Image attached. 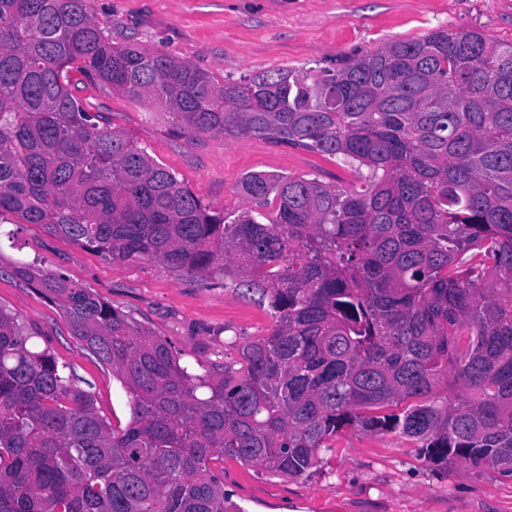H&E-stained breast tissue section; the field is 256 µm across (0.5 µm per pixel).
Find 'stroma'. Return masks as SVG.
Masks as SVG:
<instances>
[{
	"instance_id": "obj_1",
	"label": "stroma",
	"mask_w": 512,
	"mask_h": 512,
	"mask_svg": "<svg viewBox=\"0 0 512 512\" xmlns=\"http://www.w3.org/2000/svg\"><path fill=\"white\" fill-rule=\"evenodd\" d=\"M116 43L137 41L218 77L340 60L412 39L431 29H477L512 43V0H89ZM100 121L126 133L215 210L244 207L243 177L318 174L347 184L346 168L317 154L258 139L174 133L162 118L110 89L80 93ZM25 262L63 273L166 339L182 365L224 358L232 337L266 332V307L225 289L223 280L176 277L158 261H114L39 224L0 225V306L15 314L32 342L89 390L113 425L130 420L129 396L73 336L59 306L9 273ZM224 489L243 512H512V475L452 460L437 465L396 432L339 433L310 474L272 477L228 458Z\"/></svg>"
}]
</instances>
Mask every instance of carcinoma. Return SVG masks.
Wrapping results in <instances>:
<instances>
[{"label": "carcinoma", "instance_id": "cac0c4a2", "mask_svg": "<svg viewBox=\"0 0 512 512\" xmlns=\"http://www.w3.org/2000/svg\"><path fill=\"white\" fill-rule=\"evenodd\" d=\"M102 83L173 132L335 161L349 186L254 172L269 212H213L77 95ZM112 260L219 276L264 335L197 374L64 274L58 303L129 394L118 431L0 307V512H243L211 462L310 473L346 427L512 474V43L435 28L346 58L222 80L115 44L88 0H0V222Z\"/></svg>", "mask_w": 512, "mask_h": 512}]
</instances>
